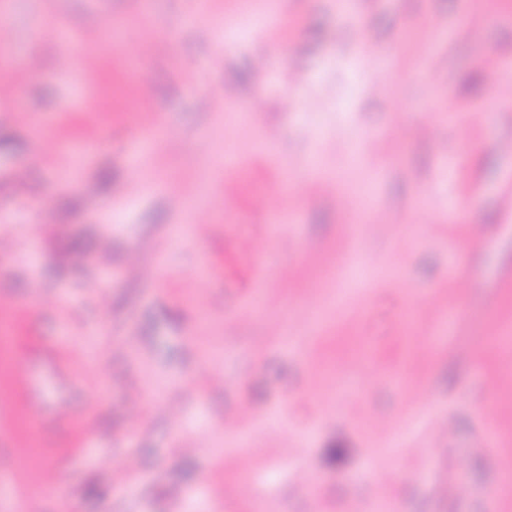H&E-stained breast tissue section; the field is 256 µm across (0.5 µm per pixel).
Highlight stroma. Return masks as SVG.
<instances>
[{
	"instance_id": "1",
	"label": "stroma",
	"mask_w": 512,
	"mask_h": 512,
	"mask_svg": "<svg viewBox=\"0 0 512 512\" xmlns=\"http://www.w3.org/2000/svg\"><path fill=\"white\" fill-rule=\"evenodd\" d=\"M271 2L0 0V512H512V0Z\"/></svg>"
}]
</instances>
